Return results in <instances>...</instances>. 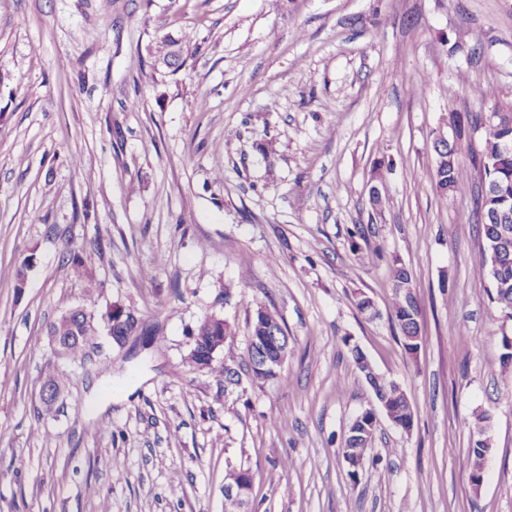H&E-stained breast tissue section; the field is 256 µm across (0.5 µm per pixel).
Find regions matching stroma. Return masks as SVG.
<instances>
[{"label":"stroma","instance_id":"stroma-1","mask_svg":"<svg viewBox=\"0 0 512 512\" xmlns=\"http://www.w3.org/2000/svg\"><path fill=\"white\" fill-rule=\"evenodd\" d=\"M185 32L183 67L152 72L159 38ZM459 72L495 98L449 97ZM499 102L512 0H0V512H224L231 467L254 476L252 512H512V367L474 272L480 177L445 199L431 186L449 112ZM396 262L421 307L413 356L388 318ZM115 303L143 335L55 350L62 305ZM261 305L292 348L264 384L246 368ZM209 314L236 332L235 382L187 362ZM346 336L414 411L408 432L381 420L357 483L340 444L373 396ZM49 373L64 385L47 412Z\"/></svg>","mask_w":512,"mask_h":512}]
</instances>
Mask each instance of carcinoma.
<instances>
[{"label":"carcinoma","mask_w":512,"mask_h":512,"mask_svg":"<svg viewBox=\"0 0 512 512\" xmlns=\"http://www.w3.org/2000/svg\"><path fill=\"white\" fill-rule=\"evenodd\" d=\"M190 41L191 36L186 33L177 37L164 35L153 53L152 70L157 72L163 68L172 74L178 72L184 64V54ZM159 63L163 67H157ZM448 122L457 127V139L450 144L438 136L433 139L435 165L432 184L439 195L446 198L468 179L471 172L485 170L487 188L480 190L474 198L475 224L481 239V253L475 273L491 285V317L498 321L503 313L512 311V108L498 109L497 118L488 124L483 123L479 114L457 111L448 113ZM391 285L393 298L389 317L399 331L405 351L413 354L419 350L423 336L420 307L413 292L410 270L402 264H394ZM139 329L138 318L115 327H106L109 336H133ZM49 333L68 339V354L78 357L84 354L97 329L90 314L76 310L68 321L56 319L50 325ZM217 336L224 338V363L219 366L212 364L207 370L230 382L235 376L231 367V363L235 362V332L229 326L223 328L215 325L207 316L201 319L191 331V348L196 350V354L189 359V363L197 368L206 362L207 351ZM375 390L377 396L385 401L392 424L399 428H411L413 410L404 393L395 385L382 382L375 385ZM486 421L487 416L479 413L472 422L478 438V442L469 448V482L473 487L477 486L475 473L481 464L483 448L487 447L486 442L482 441ZM224 484H235L250 490L253 475L247 469L231 468L225 474Z\"/></svg>","instance_id":"carcinoma-1"}]
</instances>
